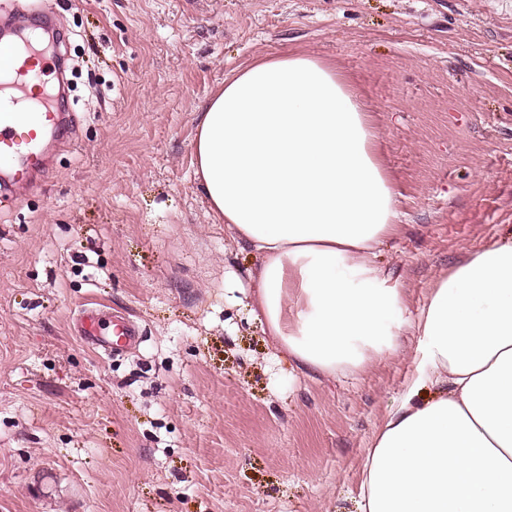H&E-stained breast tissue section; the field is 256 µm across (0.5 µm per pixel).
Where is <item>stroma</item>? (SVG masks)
<instances>
[{
	"instance_id": "35a3bbf8",
	"label": "stroma",
	"mask_w": 512,
	"mask_h": 512,
	"mask_svg": "<svg viewBox=\"0 0 512 512\" xmlns=\"http://www.w3.org/2000/svg\"><path fill=\"white\" fill-rule=\"evenodd\" d=\"M43 14L73 130L0 198V512H359L419 339L354 375L295 369L199 188V114L255 60L334 67L396 191L378 261L416 319L512 234V0H0V22ZM91 302L136 346L82 340Z\"/></svg>"
}]
</instances>
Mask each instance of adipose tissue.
I'll return each instance as SVG.
<instances>
[{"label":"adipose tissue","instance_id":"adipose-tissue-1","mask_svg":"<svg viewBox=\"0 0 512 512\" xmlns=\"http://www.w3.org/2000/svg\"><path fill=\"white\" fill-rule=\"evenodd\" d=\"M373 139L335 69L295 53L236 71L200 115L199 185L259 257L258 310L302 371L399 349L405 282L375 261L395 189ZM411 327L423 362L373 439L363 512H512V237L452 267Z\"/></svg>","mask_w":512,"mask_h":512}]
</instances>
